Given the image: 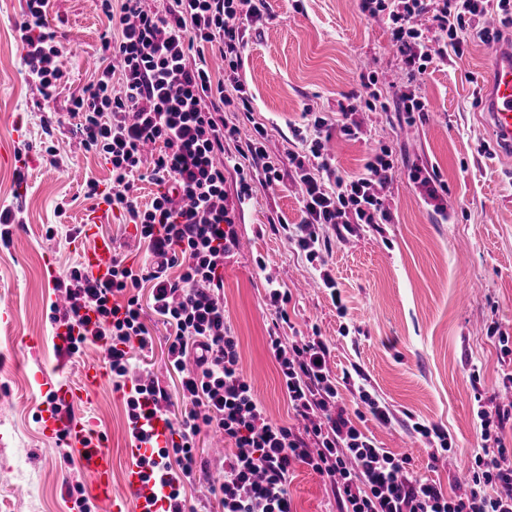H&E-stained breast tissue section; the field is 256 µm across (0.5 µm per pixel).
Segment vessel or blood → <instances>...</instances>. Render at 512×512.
<instances>
[{"label": "vessel or blood", "mask_w": 512, "mask_h": 512, "mask_svg": "<svg viewBox=\"0 0 512 512\" xmlns=\"http://www.w3.org/2000/svg\"><path fill=\"white\" fill-rule=\"evenodd\" d=\"M480 101L496 152L512 155V46L492 47ZM106 216L105 208L92 209L78 229L80 238L90 242L82 253V266L94 277L106 275L112 267V241L97 234ZM105 376L104 362L83 366L79 381L56 390L52 401L42 409V430L51 436L64 432L80 471L91 477L96 497L107 502L112 512H165L167 504L157 490V477L162 470L158 451L165 447L170 433L164 417L152 418L149 440L131 441L126 450L130 463L123 472L122 487L117 490L112 483V454L93 425L86 420H66L61 412L62 407L87 402Z\"/></svg>", "instance_id": "obj_1"}]
</instances>
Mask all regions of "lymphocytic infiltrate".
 <instances>
[{
	"mask_svg": "<svg viewBox=\"0 0 512 512\" xmlns=\"http://www.w3.org/2000/svg\"><path fill=\"white\" fill-rule=\"evenodd\" d=\"M51 0H25L16 39L24 50L29 82L45 101H53L64 77L63 54L47 23ZM114 34L102 42L112 63L99 67L82 94L72 98L69 113L85 151L110 164L111 182L100 192L98 180L87 182V198L103 196L126 210L147 257L139 267L113 258L106 279H91L73 266L56 288L69 306L53 311L56 328L74 330L77 340L65 353L74 356L86 345L106 349L116 389L124 393L129 421L166 414L168 395L158 382L130 377V352L152 345L142 317L138 290L152 285V309L170 328L168 362L180 375L183 417L162 451L165 468L158 488L166 512H184L180 488L195 480V438L206 425L230 444L224 455V479L207 485L222 512H293L288 481L303 464L333 486L338 512H512V449L504 429L512 409L493 407L478 414L481 444L468 490L445 492L419 475L405 456L381 448L361 431L346 407L338 403L340 386L353 388L359 402L382 425L393 419L390 408L352 374L332 376L329 348L320 334L295 339L280 336L288 320L291 294L270 286L266 301L275 317L268 345L277 364L294 425L273 422L243 373L239 340L224 317V261L238 246L236 221L252 198L251 164L262 167L264 181H281L279 164L267 152V131L254 124L240 139L238 125L224 119L227 107L251 114L247 95H224V80L210 70L205 45L216 46L224 69L237 73L243 43L235 23L258 16L252 0H100ZM370 17L388 16L392 37L411 71L424 73L431 56L424 30L417 24L424 0H361ZM497 9L512 26V0H441L433 17L446 33L454 53H462L463 32L475 31L489 42L498 31L477 21ZM327 121L315 117L304 154H289L302 186L301 224L293 239L308 260L319 257L324 225L350 229L354 224H385L390 213L376 192L389 180L393 166L373 154L362 174L326 185L320 173L328 167L321 132ZM236 144L240 158L235 197L224 189L225 166L219 158L225 142ZM152 164L158 185L150 207L139 209L131 196V178L143 161Z\"/></svg>",
	"mask_w": 512,
	"mask_h": 512,
	"instance_id": "1",
	"label": "lymphocytic infiltrate"
}]
</instances>
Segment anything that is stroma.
I'll return each mask as SVG.
<instances>
[{
    "mask_svg": "<svg viewBox=\"0 0 512 512\" xmlns=\"http://www.w3.org/2000/svg\"><path fill=\"white\" fill-rule=\"evenodd\" d=\"M22 6L23 0H0V207L21 210L10 244H0V304L13 311L12 322H0V512H78L67 490L91 481L66 442L42 433L39 414L47 386L76 381L85 364L99 361L100 349L86 346L71 359L54 346L50 306L61 297L54 280L80 261L82 247L73 238L49 239L46 229L77 227L95 208L84 197L87 178L104 188L110 183L108 165L83 150L67 113L70 98L93 78L107 20L90 0H52L48 23L65 48L67 78L48 104L28 83L15 39ZM259 7L260 21L242 26L237 78L254 121L267 128L269 155L283 162L284 178L268 186L254 170L253 197L236 226L244 246L224 262V314L239 339L242 369L268 416L292 423L266 343L272 318L266 289L276 281L292 294L281 335L319 331L330 370L338 376L359 371L394 413L391 426L367 414L359 428L381 447L411 457L421 476L455 489L480 444L479 401L500 397L503 377L512 373V353L504 354L487 334L495 319L512 335V160L492 156L479 108L490 46L469 34L458 55L436 41L426 71L413 81L392 45L390 21L363 15L359 0H261ZM368 74L376 75L391 104L416 82L427 112L409 125L397 112L368 110L362 102ZM343 104L356 108L358 138L335 125ZM310 110L329 123L325 182L362 172L367 157L382 148L394 162L384 194L390 223L363 224L350 234L324 229L320 265L308 261L288 232L302 212L286 157L303 151L299 134ZM49 145L55 155L46 153ZM12 154L29 157V164L9 162ZM416 166L436 170L446 184L447 214L433 211L409 186ZM99 232L128 262L142 260L145 246L127 213L113 210ZM325 272L345 313L322 282ZM140 295L154 347L135 353L134 363L167 391L176 422L184 405L167 365V332L149 307V288ZM21 336L31 346L17 345ZM73 415L94 421L112 451V483L120 485L130 441L121 392L104 380ZM417 421L447 432L449 464L431 461L412 430ZM197 446L207 466L199 482L186 486V507L207 512L201 485L217 476L219 454L208 430H201ZM289 493L294 512H337L330 483L306 466L296 467Z\"/></svg>",
    "mask_w": 512,
    "mask_h": 512,
    "instance_id": "stroma-1",
    "label": "stroma"
}]
</instances>
